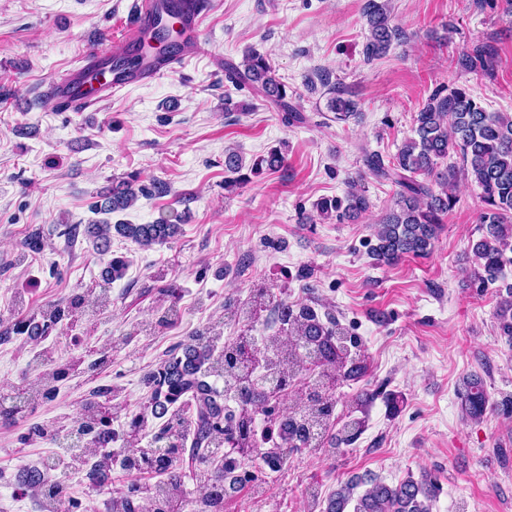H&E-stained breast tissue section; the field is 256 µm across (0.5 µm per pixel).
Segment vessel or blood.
<instances>
[{
  "label": "vessel or blood",
  "mask_w": 512,
  "mask_h": 512,
  "mask_svg": "<svg viewBox=\"0 0 512 512\" xmlns=\"http://www.w3.org/2000/svg\"><path fill=\"white\" fill-rule=\"evenodd\" d=\"M160 0H143L137 18L122 34L125 43L140 48L150 33L151 24L165 25L170 20L159 10ZM200 11L195 4H187L182 17L175 20L181 30L180 49L163 55H141L131 72L111 69L106 60L109 49L96 47L86 53L80 64L69 69L51 84L54 105L71 111L85 110L102 102L121 97L129 87L160 79L176 71L185 62V50L200 46Z\"/></svg>",
  "instance_id": "b4317fda"
}]
</instances>
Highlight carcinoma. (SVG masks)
Listing matches in <instances>:
<instances>
[{
    "mask_svg": "<svg viewBox=\"0 0 512 512\" xmlns=\"http://www.w3.org/2000/svg\"><path fill=\"white\" fill-rule=\"evenodd\" d=\"M363 18L368 30L364 47L366 59L387 52L392 43L401 38V30L392 24L389 0H365ZM457 64L469 74L482 76L492 66V55L489 49L477 46L470 52L460 53ZM225 73L229 80L253 86L267 101L283 108L285 122L299 119L289 112L286 86L268 57L253 51L242 63L227 64ZM329 94L328 107L336 120L346 121L357 114L356 103L346 97L340 87L329 88ZM413 121L412 136L404 140L390 160H384L377 153L365 154L368 170L376 178L398 187L393 208L378 224L370 257L378 266H390L405 257L427 255L441 230L442 217L456 204L454 184L457 175L462 174L481 189L483 204L482 236L471 244L472 260L476 264L471 278L481 286L496 283L502 278L506 263H512V115L489 112L467 89L450 86L446 94L441 90L433 93L415 112ZM451 153L459 156L461 166L449 165L439 170V161ZM284 160L282 152L273 150L259 158L253 168L276 171ZM435 184L440 190L433 189ZM142 193L141 188L128 181L118 183L106 197L104 211H123ZM369 206L367 196L354 186L343 197L323 199L314 208L320 217L326 218L334 212L336 220L341 221L355 219ZM179 232L180 225L166 221L155 224L103 221L82 225V235L99 256L101 281L108 285L122 279L126 272V262L112 256V238L119 237L149 248L169 242ZM503 287L496 319L500 335L512 340V284L505 283ZM267 309L264 288L256 289L246 305L235 307L245 327ZM83 315V301L74 297L65 304L48 306L42 318L28 321L23 331L36 338L46 336L62 320L77 325ZM277 318L279 328L264 344L257 345L255 338L245 330L235 339L224 342L219 352L214 348L221 339L216 329L210 326L198 329L187 343L172 350L160 367L146 376L151 389L149 406L147 412L131 417L123 430L121 438L128 448L123 467L139 473L162 465L169 470V477L159 484L130 483L126 490L125 512H136L140 508L146 512H182L186 494L175 463L188 443L197 452L233 444L232 454L203 472L200 512H224L231 493L262 482V472L248 466L253 454L261 453L268 467L277 465L287 456L284 443H274L261 450L252 438L256 408L264 406L268 415H277L281 400L273 392L259 390L254 371L245 370L243 353L247 346L262 358L275 344L288 358V367L280 371L278 378V389L282 392L295 387V377L303 365L299 350H305L306 358L321 368L323 396L306 409L303 420L280 419L279 429L285 443H293L298 437L308 440L310 429L331 417L336 380L340 377L348 380L361 372L359 357L352 352L357 343L337 322L323 320L309 305L281 303L277 305ZM107 362V356L103 355L85 368L84 357L74 358L54 366L44 382L25 388L21 393L29 395L33 401L47 399L53 393L52 383L85 371L93 374ZM212 376L235 380L244 398L243 404L233 408L225 405L221 394L209 381ZM120 393L117 385L98 390L84 404L78 423L80 435L90 437L93 447L75 457L72 467L89 466L88 478L99 484L109 479L110 469L103 462L88 465V456L112 443V401ZM460 400L462 410L472 420L482 419L492 409L483 381L477 376L464 382ZM150 416L156 419L153 423L155 440L161 447L139 448L140 434ZM362 484L366 489L355 495ZM437 492L436 481L426 474L419 480L409 477L396 485L377 478L365 481L352 478L329 496L325 512H431Z\"/></svg>",
    "mask_w": 512,
    "mask_h": 512,
    "instance_id": "obj_1",
    "label": "carcinoma"
}]
</instances>
